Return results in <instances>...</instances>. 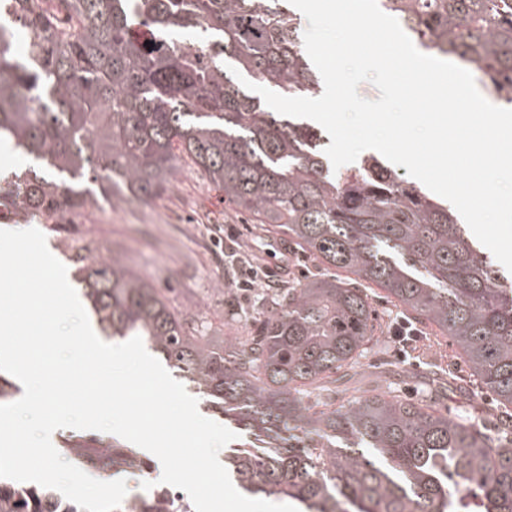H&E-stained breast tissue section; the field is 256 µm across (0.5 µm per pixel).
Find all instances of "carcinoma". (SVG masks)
<instances>
[{"label": "carcinoma", "mask_w": 512, "mask_h": 512, "mask_svg": "<svg viewBox=\"0 0 512 512\" xmlns=\"http://www.w3.org/2000/svg\"><path fill=\"white\" fill-rule=\"evenodd\" d=\"M426 53L472 64L512 106V0H377ZM286 0H0V143L38 162L9 177L25 208L61 220L106 181L148 202L185 155L255 223L309 253L326 274L281 294L261 330L217 350L134 271L92 260L86 296L106 336L142 338L210 405L261 446L230 459L253 494L303 512H462L458 481L480 512H512V281L501 280L450 204L381 167L337 171L309 125L241 89L224 65L289 96L319 92ZM139 22L153 45L129 36ZM210 33L201 44L196 30ZM29 37L19 55L16 39ZM436 337L506 410L497 443L472 424L389 392L334 408L305 402L355 368L376 336L353 277ZM120 468L118 444L68 448ZM173 493L129 496L118 512H167ZM0 512H83L53 490L0 481Z\"/></svg>", "instance_id": "carcinoma-1"}]
</instances>
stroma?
Listing matches in <instances>:
<instances>
[{
    "label": "stroma",
    "mask_w": 512,
    "mask_h": 512,
    "mask_svg": "<svg viewBox=\"0 0 512 512\" xmlns=\"http://www.w3.org/2000/svg\"><path fill=\"white\" fill-rule=\"evenodd\" d=\"M173 179L174 187L149 203L97 194L75 224L8 207L0 210V225H36L74 280L77 258L107 254L161 288L170 308L194 321L220 349L225 339L246 335L264 319L274 288L303 283L319 268L295 248H275V233L251 223L189 160L179 162ZM247 266L257 269L258 281L244 299L232 283ZM74 288L83 285L75 280ZM399 348L393 340L385 354L361 359L349 377L334 383L331 403L339 404L347 388L371 396L393 385L413 401L435 398L450 416L467 411L485 434L498 438L491 395L472 385L462 361H448V344L423 337L401 358Z\"/></svg>",
    "instance_id": "stroma-1"
}]
</instances>
